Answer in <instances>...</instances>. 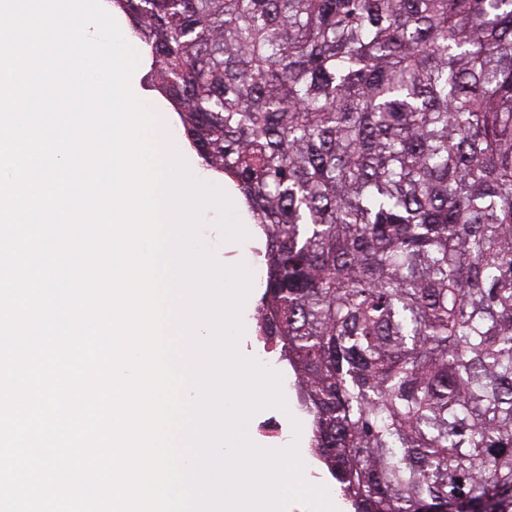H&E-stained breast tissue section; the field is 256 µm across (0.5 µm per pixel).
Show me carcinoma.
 Segmentation results:
<instances>
[{"label": "carcinoma", "instance_id": "cac0c4a2", "mask_svg": "<svg viewBox=\"0 0 512 512\" xmlns=\"http://www.w3.org/2000/svg\"><path fill=\"white\" fill-rule=\"evenodd\" d=\"M265 235L354 512H512V0H111Z\"/></svg>", "mask_w": 512, "mask_h": 512}]
</instances>
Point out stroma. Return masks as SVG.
<instances>
[{
  "instance_id": "1",
  "label": "stroma",
  "mask_w": 512,
  "mask_h": 512,
  "mask_svg": "<svg viewBox=\"0 0 512 512\" xmlns=\"http://www.w3.org/2000/svg\"><path fill=\"white\" fill-rule=\"evenodd\" d=\"M150 64L148 56H140L134 72L140 98L152 105L164 120L172 144L181 156L188 160L192 175L206 184L224 187L223 175L202 165L200 158L183 136V128L177 113L171 112L166 101L155 91L157 78L151 75ZM235 216L248 233L246 240L235 243L231 247L227 246L223 233L217 225L219 213L213 208L208 209L203 216L202 238L208 248L221 250L225 266L231 267L242 263L250 268L253 274L252 288L241 312L244 328L238 342V349L242 356L249 359L267 357L268 368L280 374L281 389L286 402L285 408L282 409L269 406L255 412L247 422L246 432L255 445L269 448L272 447L273 442L262 436V429L269 426L282 427L288 434L290 443L296 444L300 458L305 459L311 455V418L300 406L294 374L292 370L282 367L279 352H265L262 343L257 340L254 315L265 289L266 264L262 255L264 242L258 226L249 219L246 206H239Z\"/></svg>"
}]
</instances>
